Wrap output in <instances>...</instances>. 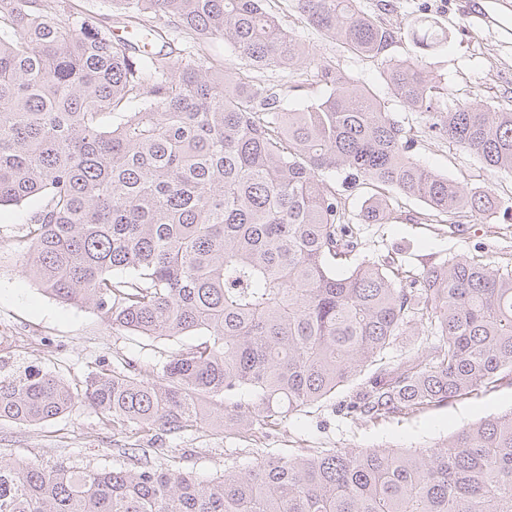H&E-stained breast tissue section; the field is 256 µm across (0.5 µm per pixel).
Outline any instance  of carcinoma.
<instances>
[{
  "label": "carcinoma",
  "mask_w": 512,
  "mask_h": 512,
  "mask_svg": "<svg viewBox=\"0 0 512 512\" xmlns=\"http://www.w3.org/2000/svg\"><path fill=\"white\" fill-rule=\"evenodd\" d=\"M110 2L104 26L69 0H0V208L41 200L18 247L45 293L175 348L155 379L127 361L75 386L1 365L0 420L84 406L114 434L153 440L276 425L369 368L348 406L369 418L512 373V268L459 254L406 282L353 261L357 232L327 177L343 171L450 220L511 205L421 165L385 102L330 62L314 65L328 96L287 109L288 85L252 74L305 64L309 49L268 0ZM294 2L307 25L380 62L390 94L429 131L512 172L511 109L448 106L451 90L422 59L390 56L401 29L354 0ZM414 26L422 51L447 40L426 17ZM211 38L238 70L204 52ZM389 219L383 199L360 214ZM412 329L421 352L376 366ZM150 452L131 447L133 466L110 471L0 462V512H512V410L433 448H318L209 480Z\"/></svg>",
  "instance_id": "1"
}]
</instances>
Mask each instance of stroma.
<instances>
[{"instance_id": "1", "label": "stroma", "mask_w": 512, "mask_h": 512, "mask_svg": "<svg viewBox=\"0 0 512 512\" xmlns=\"http://www.w3.org/2000/svg\"><path fill=\"white\" fill-rule=\"evenodd\" d=\"M284 25L318 60H337L378 96L387 97L391 117L414 139V158L464 186L492 187L512 199V173H493L473 155L425 128L423 114L388 98L379 62L347 52L301 20L293 0H273ZM357 7L383 25L407 28L421 15L433 18L448 39L425 57L428 71L452 86L460 104L490 103L512 108V0H356ZM391 220L359 227V256L391 265L400 275L421 273L459 253H490L512 262V218L497 213L488 220L458 226L428 215L424 204L387 190ZM33 203L0 208V358L14 368L29 366L76 383L91 373L127 360L151 374L171 342L112 330L90 309L58 302L23 271L16 240L23 233ZM361 377L336 396L288 414L273 426L247 433L230 427H208L181 439L158 441L157 458H177L200 479L222 475L225 467L244 466L254 457H291L312 448H431L462 426L512 410V376L465 398L408 415L378 419L347 415L343 402L360 388ZM134 430L113 435L91 410L32 425L0 420V460L25 459L46 465L63 460L76 467L109 470L123 465L122 448L146 444Z\"/></svg>"}]
</instances>
